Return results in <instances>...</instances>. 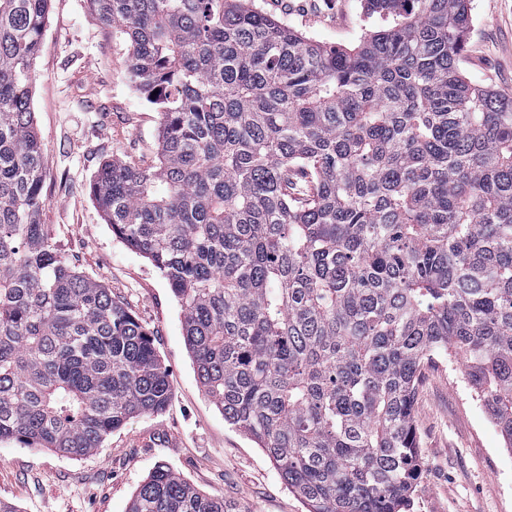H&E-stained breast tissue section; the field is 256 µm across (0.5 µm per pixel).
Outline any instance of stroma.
<instances>
[{"label":"stroma","instance_id":"obj_1","mask_svg":"<svg viewBox=\"0 0 512 512\" xmlns=\"http://www.w3.org/2000/svg\"><path fill=\"white\" fill-rule=\"evenodd\" d=\"M308 37L351 47L381 21L362 0H259ZM462 73L512 92V0H471ZM32 110L43 146L40 221L80 275L108 288L148 328L172 398L113 432L88 455L0 443V500L18 512H127L149 473L166 465L239 512H306L266 453L227 424L202 391L182 312L151 261L112 233L90 192L111 158L151 160L161 116L129 82L125 51L88 0H50ZM414 418L420 479L411 512H512V449L467 384L460 360L439 357L421 379Z\"/></svg>","mask_w":512,"mask_h":512}]
</instances>
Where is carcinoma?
<instances>
[{
    "mask_svg": "<svg viewBox=\"0 0 512 512\" xmlns=\"http://www.w3.org/2000/svg\"><path fill=\"white\" fill-rule=\"evenodd\" d=\"M48 3L0 0V441L84 456L171 385L39 222ZM90 4L162 118L154 162H104L93 198L307 512H409L422 368L449 350L512 449V94L462 74L468 0H366L386 27L352 49L254 0ZM129 512L239 510L159 466Z\"/></svg>",
    "mask_w": 512,
    "mask_h": 512,
    "instance_id": "cac0c4a2",
    "label": "carcinoma"
}]
</instances>
